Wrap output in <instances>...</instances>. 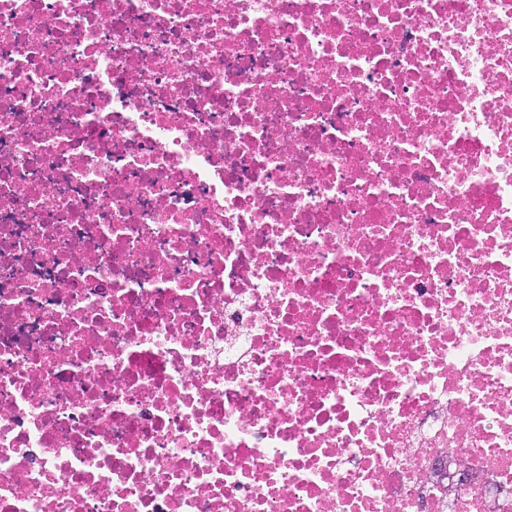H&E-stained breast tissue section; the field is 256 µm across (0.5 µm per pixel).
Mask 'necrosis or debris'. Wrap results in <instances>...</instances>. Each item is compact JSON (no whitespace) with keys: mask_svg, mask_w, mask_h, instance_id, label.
I'll list each match as a JSON object with an SVG mask.
<instances>
[{"mask_svg":"<svg viewBox=\"0 0 512 512\" xmlns=\"http://www.w3.org/2000/svg\"><path fill=\"white\" fill-rule=\"evenodd\" d=\"M0 512H512V0H0Z\"/></svg>","mask_w":512,"mask_h":512,"instance_id":"4bbe7bcc","label":"necrosis or debris"}]
</instances>
